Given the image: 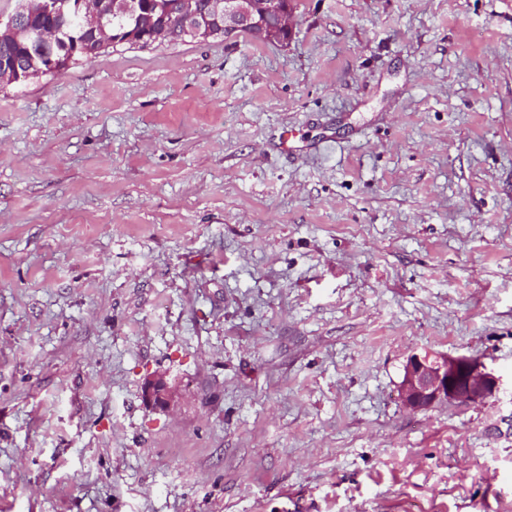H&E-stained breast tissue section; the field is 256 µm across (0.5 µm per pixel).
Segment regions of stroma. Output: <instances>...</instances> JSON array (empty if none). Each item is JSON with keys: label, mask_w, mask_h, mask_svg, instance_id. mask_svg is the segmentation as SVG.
<instances>
[{"label": "stroma", "mask_w": 512, "mask_h": 512, "mask_svg": "<svg viewBox=\"0 0 512 512\" xmlns=\"http://www.w3.org/2000/svg\"><path fill=\"white\" fill-rule=\"evenodd\" d=\"M293 5L0 84V512H512V0ZM291 2V0H279L283 8L290 10L293 9ZM252 3L251 0H209V14L213 16L217 22H219V20L223 21L224 27H219L218 24L213 21L210 25L211 32L207 39L218 37H224L226 39L229 38V33L224 32V30L235 31L249 25L254 26L243 28L239 30L237 34H246L271 43L267 33L258 26L266 27L275 33L285 29L292 31L295 18L290 10L281 9L276 5V2H272V5L268 7L263 16L256 20L252 11ZM501 386L500 376L478 358L413 354L403 367L399 395L403 405L421 411L442 404L485 403L497 397ZM144 399L155 406H166L169 402L170 390L164 378L153 375L146 378L143 386Z\"/></svg>", "instance_id": "stroma-1"}]
</instances>
